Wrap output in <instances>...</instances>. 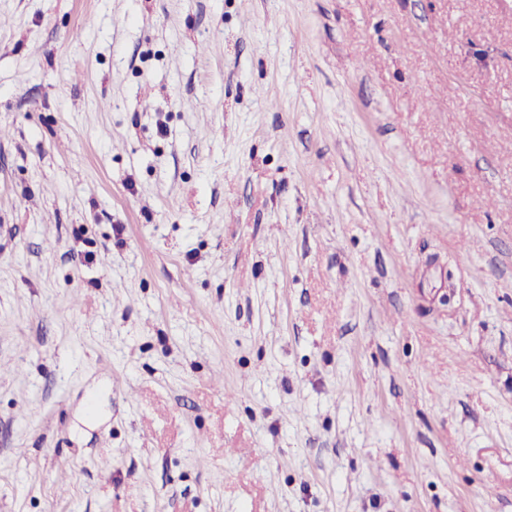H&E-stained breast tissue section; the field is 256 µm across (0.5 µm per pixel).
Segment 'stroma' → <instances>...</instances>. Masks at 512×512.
<instances>
[{
    "mask_svg": "<svg viewBox=\"0 0 512 512\" xmlns=\"http://www.w3.org/2000/svg\"><path fill=\"white\" fill-rule=\"evenodd\" d=\"M0 512H512V0H0Z\"/></svg>",
    "mask_w": 512,
    "mask_h": 512,
    "instance_id": "obj_1",
    "label": "stroma"
}]
</instances>
